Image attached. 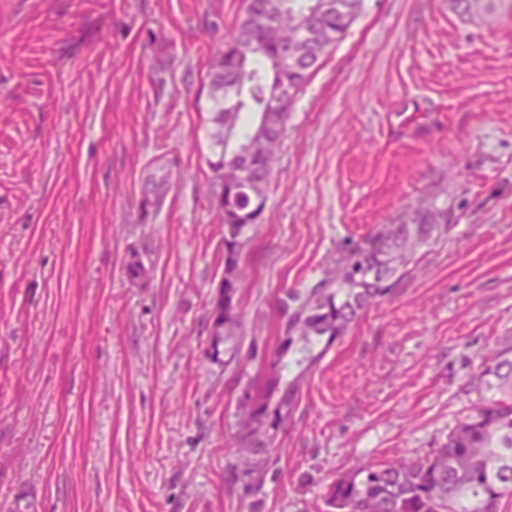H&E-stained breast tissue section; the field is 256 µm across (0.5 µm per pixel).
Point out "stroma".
Here are the masks:
<instances>
[{
	"label": "stroma",
	"instance_id": "1",
	"mask_svg": "<svg viewBox=\"0 0 512 512\" xmlns=\"http://www.w3.org/2000/svg\"><path fill=\"white\" fill-rule=\"evenodd\" d=\"M243 11L0 0V512H327L356 464L430 455L478 400L481 353L512 345V0H363L288 109L235 356L207 358L206 75ZM430 193L447 231L303 377L244 476L237 402L294 374L281 299Z\"/></svg>",
	"mask_w": 512,
	"mask_h": 512
}]
</instances>
